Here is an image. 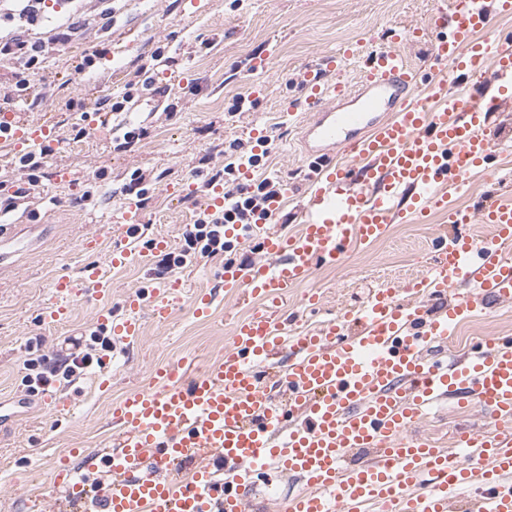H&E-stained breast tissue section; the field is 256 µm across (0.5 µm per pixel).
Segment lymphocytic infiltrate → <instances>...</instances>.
I'll list each match as a JSON object with an SVG mask.
<instances>
[{
    "mask_svg": "<svg viewBox=\"0 0 512 512\" xmlns=\"http://www.w3.org/2000/svg\"><path fill=\"white\" fill-rule=\"evenodd\" d=\"M16 57L14 85L16 93L29 92L35 77L46 61L44 46L21 41L0 47V56ZM261 155L254 147L242 140H233L228 148L204 155L199 160V172L206 188L222 187L225 204L211 212H200L194 224L188 225L182 235L179 248L161 254L151 275L161 279L183 268L198 257H216L229 251L231 244L224 238L228 224H250L254 214L264 209L268 200L284 189L282 181L265 177L253 180L250 187L239 184L241 166L259 167ZM29 348L23 363L25 380L29 385L42 387L56 382L72 381L90 367L97 351L109 350L112 340L105 330L91 334L65 337L54 358L35 353L34 339H27Z\"/></svg>",
    "mask_w": 512,
    "mask_h": 512,
    "instance_id": "obj_1",
    "label": "lymphocytic infiltrate"
}]
</instances>
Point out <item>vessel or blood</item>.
<instances>
[{
	"label": "vessel or blood",
	"mask_w": 512,
	"mask_h": 512,
	"mask_svg": "<svg viewBox=\"0 0 512 512\" xmlns=\"http://www.w3.org/2000/svg\"><path fill=\"white\" fill-rule=\"evenodd\" d=\"M511 14L512 0H454L436 14L423 88L400 48L413 30L371 50L356 88L304 71L294 106L314 119L303 135L312 169L303 223L292 235L276 231L283 199H270L251 232L263 262L228 263L219 274L225 294L262 308L234 324L223 357L203 371L188 379L164 366L149 388L115 404V447L81 468L61 459L28 512H47L58 495L83 512H250L247 489L272 473L303 484L280 512H512V338L488 337L452 366L431 354L469 308L453 285L473 284L493 305L512 302V260L501 253L512 240L511 203L449 211L458 232L440 236L425 274L370 289L315 333L292 332L280 313L317 267L342 265L353 241L382 238L404 214L446 208L447 189L485 163L491 113L512 88L489 100L449 89L462 77L485 84L512 72V41L489 35L495 16ZM26 106L19 99L0 114V141L51 157L52 132L25 123ZM339 148L346 163H331ZM479 221L493 225L492 238L462 235ZM81 285L111 289L101 266L87 263L78 280L55 282L60 299L47 322L66 320ZM182 288L175 277L152 282L124 298L122 314L105 308L98 319L112 335L139 336V310L167 321ZM446 398L480 406L493 426L436 447L418 425Z\"/></svg>",
	"instance_id": "b4317fda"
}]
</instances>
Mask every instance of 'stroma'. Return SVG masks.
I'll use <instances>...</instances> for the list:
<instances>
[{"label": "stroma", "mask_w": 512, "mask_h": 512, "mask_svg": "<svg viewBox=\"0 0 512 512\" xmlns=\"http://www.w3.org/2000/svg\"><path fill=\"white\" fill-rule=\"evenodd\" d=\"M449 0H70L62 9L45 6L42 17H13L0 22V42L40 41L48 55L31 93L48 94L49 104L30 106L28 122L52 130L57 148L42 180L41 194L32 198L35 221L19 224L17 241L0 262V400L26 401L19 415L0 428V512H26L30 495L39 493L62 458L80 464L109 444L117 429L112 407L127 393L148 387L156 368L183 362L187 374L204 369L223 354L235 319L249 307L219 293L218 273L225 263L262 262L254 240L240 242L224 257L201 260L180 272L184 291L165 323L142 317V334L128 343L113 340L105 368L108 387H100L96 369L60 385L69 412L56 416L40 404L25 382L24 343L43 339V354H53L65 337L99 327L97 312L119 306L123 298L147 284L146 268L154 256L112 268L110 252L122 245L120 230H109L126 198L120 192L135 169L157 176L159 184L140 208L141 223L151 236L178 246L187 224L193 223L206 197L197 190L199 159L215 147L245 138L248 126L270 130L278 140L264 173L288 180V197L278 219L284 233L296 232L299 204L309 185L310 169L302 158L298 117L285 111L300 96L306 69L322 66L327 55L349 45L369 52L373 41L389 38L394 27L420 30L417 44L403 49L420 73L431 66L429 44L436 36L430 19ZM169 35L172 61L155 70L150 54L160 35ZM97 53V64L85 57ZM269 54L266 71L248 70L252 59ZM167 87L164 106L154 105L152 92L140 87L136 103L122 112L124 122L144 123L147 138L130 150L116 149L104 125L113 97L124 92L138 66ZM82 110L67 109L68 100ZM85 123L89 133L72 140L71 127ZM487 166L468 174L462 189L448 193L452 208L477 209L483 198L512 193V104L494 118ZM109 177L94 184L93 171ZM443 210L391 224L382 239L352 246L344 265L315 270L306 290L318 293L323 305L302 311L306 290L288 293V310L297 323L314 329L342 311L361 305L368 289L402 282L424 273L435 256L434 239L447 226ZM98 262L112 291L84 289L71 301L68 322L43 321L58 277L77 276L87 262ZM218 298L211 316L198 319L192 309L197 292ZM512 336V309L474 311L462 320L453 337L464 354L475 337ZM487 417L478 407L446 404L419 425L421 433L450 444L461 429H479Z\"/></svg>", "instance_id": "1"}]
</instances>
